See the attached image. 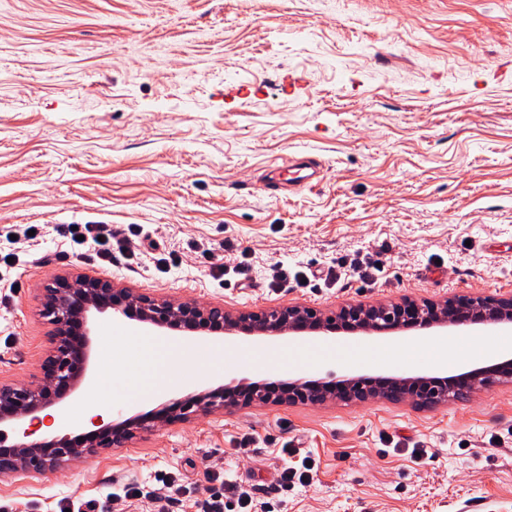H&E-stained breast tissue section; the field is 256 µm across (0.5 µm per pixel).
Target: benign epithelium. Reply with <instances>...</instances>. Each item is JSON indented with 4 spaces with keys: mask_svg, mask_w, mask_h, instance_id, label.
<instances>
[{
    "mask_svg": "<svg viewBox=\"0 0 512 512\" xmlns=\"http://www.w3.org/2000/svg\"><path fill=\"white\" fill-rule=\"evenodd\" d=\"M109 313L158 328L280 336L339 330L389 333L402 329L508 324L512 295L462 294L439 301L376 305L347 304L329 313L292 305L232 315L213 304L177 302L166 297L118 288L102 278L60 279L44 289L40 315L52 325L51 349L43 375L29 383L0 381V475L3 477L59 468L69 461L121 447L137 435L161 424L186 421L198 414L253 404H321L328 400L363 403L384 398L410 400L433 407L457 399L463 392L488 389L512 379V359L448 377L428 375H300L251 381L232 380L213 389L172 397L157 407L75 436L51 434L37 440L23 428L40 420L37 413L57 405L69 393L90 382L91 317Z\"/></svg>",
    "mask_w": 512,
    "mask_h": 512,
    "instance_id": "obj_1",
    "label": "benign epithelium"
}]
</instances>
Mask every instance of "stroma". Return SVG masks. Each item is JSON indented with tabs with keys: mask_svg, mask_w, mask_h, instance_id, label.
<instances>
[{
	"mask_svg": "<svg viewBox=\"0 0 512 512\" xmlns=\"http://www.w3.org/2000/svg\"><path fill=\"white\" fill-rule=\"evenodd\" d=\"M310 156L314 186L270 195ZM71 224L139 225L134 256L71 253ZM36 226V238L23 237ZM0 380L40 375L53 278L237 314L512 295V0H0ZM247 275L218 282L225 256ZM19 289H11V280ZM411 332L224 337L109 316L114 386L147 411L234 377L449 376ZM313 479L282 482L281 450ZM249 497L240 507L238 495ZM512 512V382L433 408L257 404L0 476V512Z\"/></svg>",
	"mask_w": 512,
	"mask_h": 512,
	"instance_id": "1",
	"label": "stroma"
}]
</instances>
